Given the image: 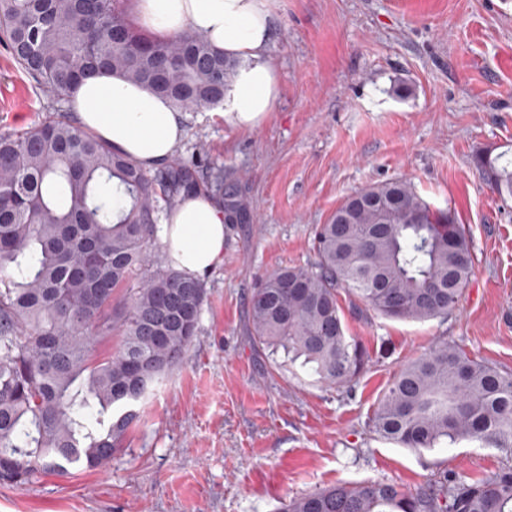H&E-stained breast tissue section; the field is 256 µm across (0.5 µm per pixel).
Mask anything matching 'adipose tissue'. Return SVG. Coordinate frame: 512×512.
I'll return each mask as SVG.
<instances>
[{
	"mask_svg": "<svg viewBox=\"0 0 512 512\" xmlns=\"http://www.w3.org/2000/svg\"><path fill=\"white\" fill-rule=\"evenodd\" d=\"M132 25L154 40L194 32L227 57L239 60L224 94L223 117L251 130L270 114L279 93L268 55V0H127ZM78 126L141 168L171 160L184 137L173 102L103 70L82 80L68 96ZM224 206L204 194L182 196L165 217L161 241L172 265L201 278L224 258Z\"/></svg>",
	"mask_w": 512,
	"mask_h": 512,
	"instance_id": "obj_1",
	"label": "adipose tissue"
}]
</instances>
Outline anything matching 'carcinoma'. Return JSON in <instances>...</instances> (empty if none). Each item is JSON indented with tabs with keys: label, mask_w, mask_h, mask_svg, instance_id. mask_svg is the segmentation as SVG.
<instances>
[{
	"label": "carcinoma",
	"mask_w": 512,
	"mask_h": 512,
	"mask_svg": "<svg viewBox=\"0 0 512 512\" xmlns=\"http://www.w3.org/2000/svg\"><path fill=\"white\" fill-rule=\"evenodd\" d=\"M127 0H0V43L43 91L65 95L105 69L176 107L217 106L239 63L186 31L154 41ZM481 179L512 199V158L473 154ZM194 160L149 173L76 124L48 119L0 135V484L98 469L136 417L134 406L188 351L203 284L151 256L165 207L195 192ZM224 211L248 220L224 172ZM315 228L314 260L254 289L248 327L271 367L341 386L368 356L346 335L353 308L410 321L445 317L473 272L470 237L395 179L356 193ZM120 338L114 352L96 345ZM372 431L417 453L464 440L512 451V372L437 340L408 361L379 400ZM281 512H512V466L452 474L411 491L340 483Z\"/></svg>",
	"instance_id": "obj_1"
}]
</instances>
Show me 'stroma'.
Wrapping results in <instances>:
<instances>
[{
    "label": "stroma",
    "instance_id": "35a3bbf8",
    "mask_svg": "<svg viewBox=\"0 0 512 512\" xmlns=\"http://www.w3.org/2000/svg\"><path fill=\"white\" fill-rule=\"evenodd\" d=\"M279 95L267 120L234 128L184 111L176 157L223 170L250 221L224 227V260L202 283L200 329L180 364L136 407L103 470L0 485V512H274L338 483L414 489L448 471L471 479L512 453L463 441L423 454L370 419L409 360L441 337L512 372V200L471 164L512 150V0H269ZM72 120L0 45V133ZM404 179L469 232L474 270L447 317L346 312L368 354L339 388L272 369L248 331L267 275L314 259L312 239L347 197Z\"/></svg>",
    "mask_w": 512,
    "mask_h": 512
}]
</instances>
